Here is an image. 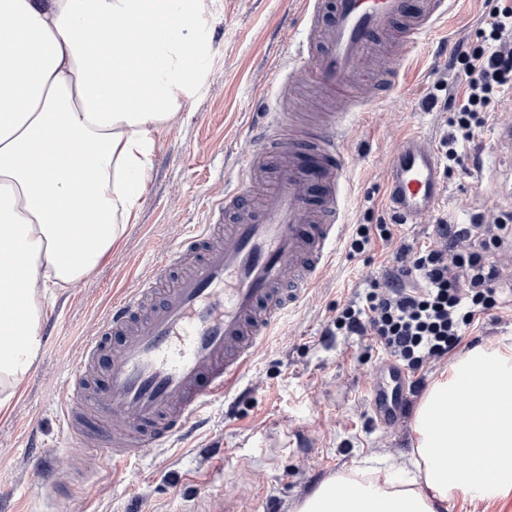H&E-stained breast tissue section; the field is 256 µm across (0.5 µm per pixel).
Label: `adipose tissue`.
<instances>
[{
  "label": "adipose tissue",
  "mask_w": 512,
  "mask_h": 512,
  "mask_svg": "<svg viewBox=\"0 0 512 512\" xmlns=\"http://www.w3.org/2000/svg\"><path fill=\"white\" fill-rule=\"evenodd\" d=\"M206 0H0V335L22 300L26 339L0 348V411L41 347L40 307L79 284L122 236L150 180L160 135L206 70ZM107 27L108 46L87 32ZM490 374L492 392L472 387ZM447 415L442 428L432 418ZM403 472L351 470L293 512H446L497 477L512 491V345L477 344L423 397ZM460 453L448 469L437 451Z\"/></svg>",
  "instance_id": "1"
}]
</instances>
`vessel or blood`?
<instances>
[{
    "label": "vessel or blood",
    "instance_id": "b4317fda",
    "mask_svg": "<svg viewBox=\"0 0 512 512\" xmlns=\"http://www.w3.org/2000/svg\"><path fill=\"white\" fill-rule=\"evenodd\" d=\"M449 0H302L299 70L326 94L347 89L379 36L416 42L447 17ZM397 73L361 86L342 111L297 128L285 113L263 120L216 218L196 224L138 287L119 295L85 338L57 419L82 457V476L185 436L204 405L229 394L320 279L343 229L347 120L388 99ZM277 154L280 172L265 178ZM385 195L407 224L442 203L440 160L429 134L398 139L386 159ZM227 211L244 216L223 223ZM407 375L388 362L370 376V407L392 426L403 414Z\"/></svg>",
    "mask_w": 512,
    "mask_h": 512
}]
</instances>
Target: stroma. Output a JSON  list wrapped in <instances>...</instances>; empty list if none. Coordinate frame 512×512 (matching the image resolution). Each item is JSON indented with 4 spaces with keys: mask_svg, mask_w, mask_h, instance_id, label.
<instances>
[{
    "mask_svg": "<svg viewBox=\"0 0 512 512\" xmlns=\"http://www.w3.org/2000/svg\"><path fill=\"white\" fill-rule=\"evenodd\" d=\"M207 71L175 123L159 139L151 179L136 217L103 260L74 288L50 293L41 305L43 346L8 411L0 413V512H197L208 492H223L228 512H291L327 477L382 459L398 467L412 451L417 408L440 367L411 373L401 421L379 425L368 402L371 371L388 355L367 336H330L336 309L363 295L390 266L400 243H437L439 216L474 223L477 214L512 208V143L484 131L481 144L462 149L465 165L481 159L482 185L464 169L442 174L447 196L420 224L403 223L385 198L384 162L406 132L439 139L441 116L425 98L435 83L459 90V51L479 43L498 0H460L448 19L414 46L381 37L384 65L401 78L368 120L352 117L345 170L343 236L322 277L290 311L243 375L240 388L211 401L192 436L175 446L129 459L113 473L83 483L77 503L46 490L33 460L67 454L57 411L66 397L85 333L113 299L137 287L188 225L209 220L251 145V126L276 93L272 69L288 71L298 38L297 0H208ZM358 224L388 225L389 241L349 256L347 237ZM512 343V318L499 310L481 317L453 351ZM195 479L187 488V479Z\"/></svg>",
    "mask_w": 512,
    "mask_h": 512,
    "instance_id": "stroma-1",
    "label": "stroma"
}]
</instances>
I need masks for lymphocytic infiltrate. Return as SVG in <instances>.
Segmentation results:
<instances>
[{
    "label": "lymphocytic infiltrate",
    "instance_id": "lymphocytic-infiltrate-1",
    "mask_svg": "<svg viewBox=\"0 0 512 512\" xmlns=\"http://www.w3.org/2000/svg\"><path fill=\"white\" fill-rule=\"evenodd\" d=\"M480 36L459 58L464 94L430 98L447 114L440 147L449 171L462 164L461 146L482 134L491 106L512 96V5L490 13ZM438 224L445 245H401L396 276L371 280L362 300L337 310L328 335L372 337L415 372L440 364L482 315L505 307L498 287L512 283V216Z\"/></svg>",
    "mask_w": 512,
    "mask_h": 512
}]
</instances>
